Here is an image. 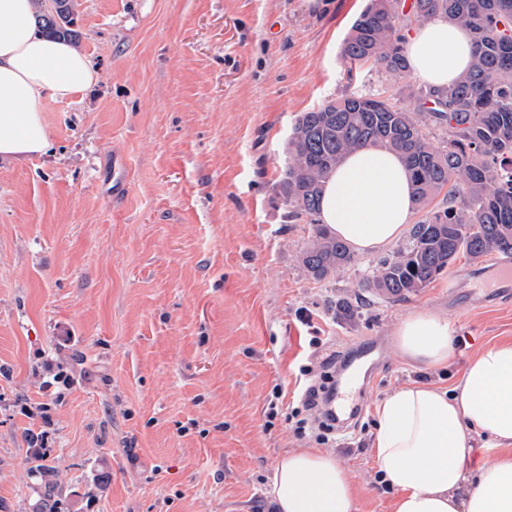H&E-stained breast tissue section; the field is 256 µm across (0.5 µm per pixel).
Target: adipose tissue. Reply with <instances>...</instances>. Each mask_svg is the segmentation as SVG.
Masks as SVG:
<instances>
[{
  "instance_id": "adipose-tissue-1",
  "label": "adipose tissue",
  "mask_w": 512,
  "mask_h": 512,
  "mask_svg": "<svg viewBox=\"0 0 512 512\" xmlns=\"http://www.w3.org/2000/svg\"><path fill=\"white\" fill-rule=\"evenodd\" d=\"M35 0H0V159L24 160L50 146L44 112L97 80L88 57L36 31ZM410 74L441 90L469 69L470 32L443 17L418 24L406 43ZM415 214L402 159L375 147L344 156L327 178L319 218L358 254L404 237ZM410 363L435 368L454 350L448 321L422 310L396 329ZM373 449L393 512H512V342L481 350L449 389L412 383L377 409ZM273 512H359L355 483L335 455L288 452L275 467Z\"/></svg>"
}]
</instances>
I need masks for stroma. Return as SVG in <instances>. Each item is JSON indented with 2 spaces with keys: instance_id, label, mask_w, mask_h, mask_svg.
I'll return each instance as SVG.
<instances>
[{
  "instance_id": "stroma-1",
  "label": "stroma",
  "mask_w": 512,
  "mask_h": 512,
  "mask_svg": "<svg viewBox=\"0 0 512 512\" xmlns=\"http://www.w3.org/2000/svg\"><path fill=\"white\" fill-rule=\"evenodd\" d=\"M365 5L77 0L75 45L98 80L48 103L46 154L0 161V512H33L43 495L33 432L58 512H271L276 463L299 448L349 469L360 512H393L378 404L413 382L451 387L511 342L512 294L471 280L500 256L460 259L347 321L334 303L375 256L323 281L301 267L313 226L276 189L296 119L353 93L405 96L340 54ZM419 310L447 317L448 368L397 355L396 327ZM379 337L358 419L296 435L299 367Z\"/></svg>"
}]
</instances>
